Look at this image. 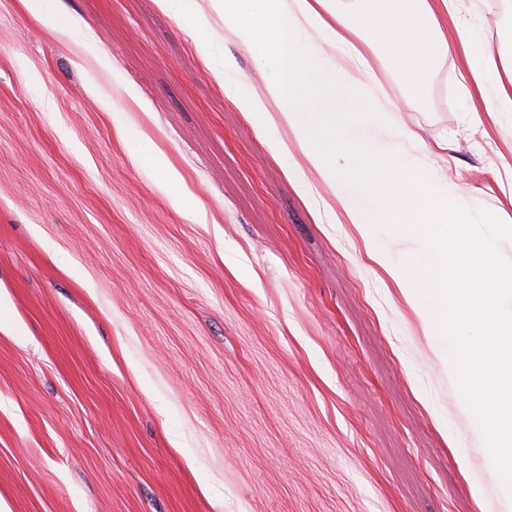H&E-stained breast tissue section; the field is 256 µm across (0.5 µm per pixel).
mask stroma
<instances>
[{
	"label": "stroma",
	"mask_w": 512,
	"mask_h": 512,
	"mask_svg": "<svg viewBox=\"0 0 512 512\" xmlns=\"http://www.w3.org/2000/svg\"><path fill=\"white\" fill-rule=\"evenodd\" d=\"M196 4L206 57L155 0H0V512H500L419 320L225 96L256 51ZM464 13L512 53V0ZM373 67L421 165L512 222V115L471 124L457 58L415 98Z\"/></svg>",
	"instance_id": "obj_1"
}]
</instances>
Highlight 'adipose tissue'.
Returning a JSON list of instances; mask_svg holds the SVG:
<instances>
[{
    "mask_svg": "<svg viewBox=\"0 0 512 512\" xmlns=\"http://www.w3.org/2000/svg\"><path fill=\"white\" fill-rule=\"evenodd\" d=\"M210 0L237 41L258 49L263 93L225 75L226 96L258 131L282 126L295 136L308 166L290 164L283 139L270 143L289 182L312 210L320 204L311 178L332 194L366 252L419 318L436 357L460 383L463 410L497 450L496 478L512 507V267L499 261L496 224L478 243L464 228L481 223L470 190L437 176L401 149L415 141L396 119L399 106L380 102L371 58L413 92L448 56L464 65L461 88L478 125L512 112V57L490 52L482 30L462 14V0ZM400 245L393 253L392 245Z\"/></svg>",
    "mask_w": 512,
    "mask_h": 512,
    "instance_id": "1",
    "label": "adipose tissue"
}]
</instances>
